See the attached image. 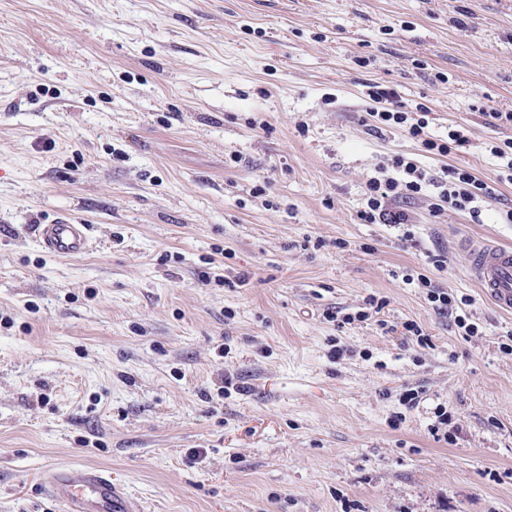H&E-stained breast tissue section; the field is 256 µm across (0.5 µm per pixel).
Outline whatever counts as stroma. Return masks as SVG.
<instances>
[{
  "instance_id": "stroma-1",
  "label": "stroma",
  "mask_w": 512,
  "mask_h": 512,
  "mask_svg": "<svg viewBox=\"0 0 512 512\" xmlns=\"http://www.w3.org/2000/svg\"><path fill=\"white\" fill-rule=\"evenodd\" d=\"M370 83L469 146L371 133ZM494 111L512 0H0V512H63L39 474L70 464L143 512H512V313L457 246L512 224L357 219L396 154L494 177ZM62 217L86 254L40 247ZM417 281L421 288H426L428 300L432 303L434 309L440 313L453 316L454 324L459 334L463 332L460 335L473 336L478 331L477 324L472 321L469 314L463 311L458 304L455 305L448 292L436 286L430 277L419 274ZM458 309H460L461 313H458Z\"/></svg>"
}]
</instances>
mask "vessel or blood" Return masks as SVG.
<instances>
[{
	"instance_id": "b4317fda",
	"label": "vessel or blood",
	"mask_w": 512,
	"mask_h": 512,
	"mask_svg": "<svg viewBox=\"0 0 512 512\" xmlns=\"http://www.w3.org/2000/svg\"><path fill=\"white\" fill-rule=\"evenodd\" d=\"M42 249L53 256H78L89 247L88 227L61 220L37 227ZM471 280L498 309L512 311V246L489 240L462 243ZM66 512H139L136 502L102 470L86 466L51 469L44 480Z\"/></svg>"
}]
</instances>
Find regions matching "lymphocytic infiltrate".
<instances>
[{"label":"lymphocytic infiltrate","instance_id":"lymphocytic-infiltrate-1","mask_svg":"<svg viewBox=\"0 0 512 512\" xmlns=\"http://www.w3.org/2000/svg\"><path fill=\"white\" fill-rule=\"evenodd\" d=\"M367 97L370 105L366 114L373 131L403 130L429 155L448 156L470 141L468 130L462 127L449 128L444 136L431 134L428 107L422 104L408 107L393 88L369 85ZM490 152L500 161V170L493 179L480 178L469 169L456 166L435 172L419 165L415 159L395 156L368 179L366 202L357 217L364 224H407L411 217L407 211L397 208V201L431 194L449 208L469 214L474 222H481L487 199L496 196L499 184L512 182V139L492 145Z\"/></svg>","mask_w":512,"mask_h":512}]
</instances>
